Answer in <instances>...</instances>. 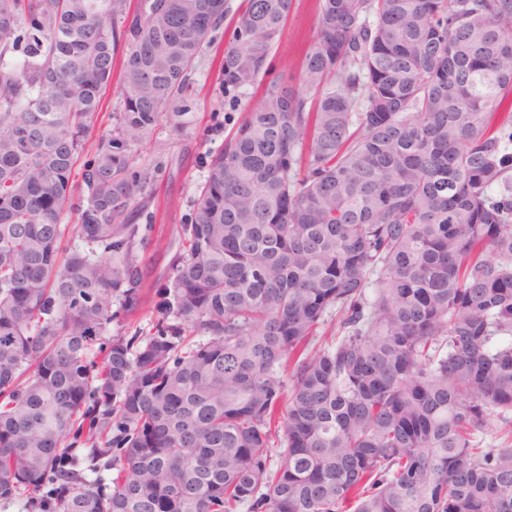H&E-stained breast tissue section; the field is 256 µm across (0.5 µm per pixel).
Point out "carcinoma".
Here are the masks:
<instances>
[{"label": "carcinoma", "instance_id": "obj_1", "mask_svg": "<svg viewBox=\"0 0 512 512\" xmlns=\"http://www.w3.org/2000/svg\"><path fill=\"white\" fill-rule=\"evenodd\" d=\"M294 2L0 0V502L512 512V0H315L298 88L265 80ZM229 17L224 96L261 93L154 333L108 336L148 295L135 148ZM121 98V76L120 66H116L113 74L112 83L107 89L105 99L101 111L99 112L96 130L93 132L87 140L86 152H91L95 148L97 140V134L99 131L106 130L110 127L112 119L111 113L113 108L118 105Z\"/></svg>", "mask_w": 512, "mask_h": 512}]
</instances>
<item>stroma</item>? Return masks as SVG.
<instances>
[{
	"instance_id": "obj_1",
	"label": "stroma",
	"mask_w": 512,
	"mask_h": 512,
	"mask_svg": "<svg viewBox=\"0 0 512 512\" xmlns=\"http://www.w3.org/2000/svg\"><path fill=\"white\" fill-rule=\"evenodd\" d=\"M316 28L314 0H295L281 36L269 56L268 76L276 78L297 71ZM230 36L229 27L213 32L212 43L197 62L188 97L178 105L192 123L178 132L159 125L150 140L138 149V163L157 167L147 208L151 232L139 257L151 279L167 274L182 224L189 222L193 200L208 169L211 152L242 120L251 99L242 97L231 105L224 100L218 67Z\"/></svg>"
}]
</instances>
